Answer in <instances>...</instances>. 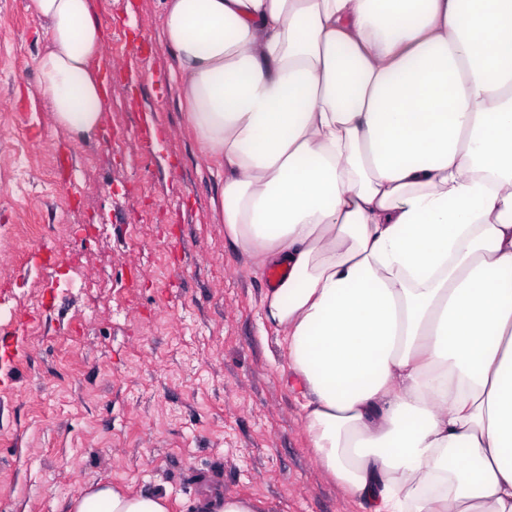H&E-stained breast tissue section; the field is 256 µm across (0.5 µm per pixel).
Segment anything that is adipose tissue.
Segmentation results:
<instances>
[{"instance_id": "adipose-tissue-1", "label": "adipose tissue", "mask_w": 512, "mask_h": 512, "mask_svg": "<svg viewBox=\"0 0 512 512\" xmlns=\"http://www.w3.org/2000/svg\"><path fill=\"white\" fill-rule=\"evenodd\" d=\"M54 121L96 130L90 0H27ZM224 234L321 467L363 512H512V0H164ZM71 512H168L101 485Z\"/></svg>"}]
</instances>
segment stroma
<instances>
[{"label": "stroma", "instance_id": "stroma-1", "mask_svg": "<svg viewBox=\"0 0 512 512\" xmlns=\"http://www.w3.org/2000/svg\"><path fill=\"white\" fill-rule=\"evenodd\" d=\"M163 2L93 0L109 110L78 136L39 93L42 23L0 0V512H69L102 484L169 512L207 489L257 512H362L310 447L260 321L265 271L224 236Z\"/></svg>", "mask_w": 512, "mask_h": 512}]
</instances>
